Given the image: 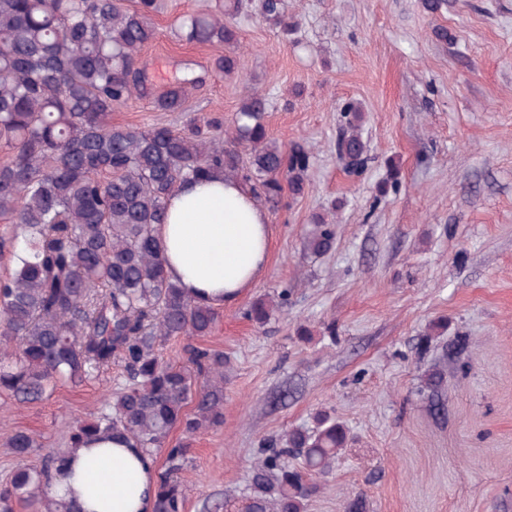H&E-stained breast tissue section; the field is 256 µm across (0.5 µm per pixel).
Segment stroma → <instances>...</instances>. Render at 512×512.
Segmentation results:
<instances>
[{"mask_svg":"<svg viewBox=\"0 0 512 512\" xmlns=\"http://www.w3.org/2000/svg\"><path fill=\"white\" fill-rule=\"evenodd\" d=\"M204 2L162 0L141 52L156 88L217 55L173 33ZM286 3L287 35L243 11L234 72L209 78L185 111L135 98L112 112L134 129L193 115L229 125L258 91L271 137L313 147L304 195L269 212L263 274L200 341L228 360L224 424L169 435L189 443L185 512L241 505L265 438L314 427L321 411L349 435L306 512H348L356 498L364 512H512V0H444L435 12L424 0ZM349 103L366 114L371 160L359 175L336 156ZM393 163L399 185L380 195ZM330 207L336 247L310 256L305 230ZM284 288L287 306L265 325L246 318ZM436 363L448 373L438 411L420 383ZM126 382L116 365L42 400L0 396V486L16 470L15 431L37 439L28 462L41 465Z\"/></svg>","mask_w":512,"mask_h":512,"instance_id":"35a3bbf8","label":"stroma"}]
</instances>
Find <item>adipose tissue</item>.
Returning a JSON list of instances; mask_svg holds the SVG:
<instances>
[{
    "mask_svg": "<svg viewBox=\"0 0 512 512\" xmlns=\"http://www.w3.org/2000/svg\"><path fill=\"white\" fill-rule=\"evenodd\" d=\"M157 234L168 275L203 303L234 302L269 259L267 211L239 181L220 175L174 192ZM156 485L150 457L102 438L75 448L65 474L52 477L48 490L75 497L81 512H152Z\"/></svg>",
    "mask_w": 512,
    "mask_h": 512,
    "instance_id": "1",
    "label": "adipose tissue"
}]
</instances>
